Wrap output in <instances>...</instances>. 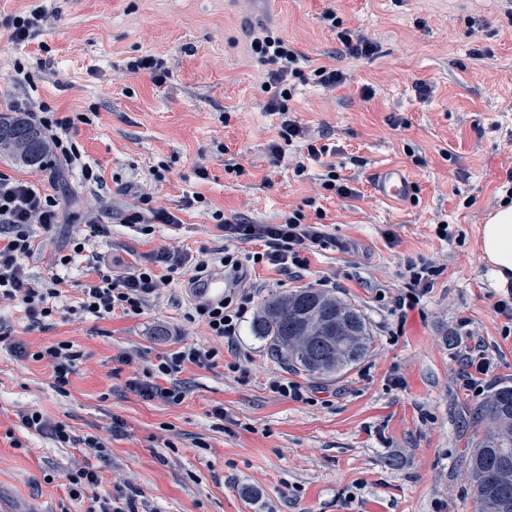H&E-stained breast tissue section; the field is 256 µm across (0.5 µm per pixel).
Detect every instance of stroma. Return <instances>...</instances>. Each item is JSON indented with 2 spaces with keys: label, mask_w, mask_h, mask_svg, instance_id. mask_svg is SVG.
<instances>
[{
  "label": "stroma",
  "mask_w": 512,
  "mask_h": 512,
  "mask_svg": "<svg viewBox=\"0 0 512 512\" xmlns=\"http://www.w3.org/2000/svg\"><path fill=\"white\" fill-rule=\"evenodd\" d=\"M280 2L271 13L263 0H0V112L23 102L75 119L93 113L73 134L102 181L3 156L0 172L58 197L60 224L31 227L47 245L27 271L37 284L60 277L70 305L87 269L56 268L54 256L74 238L119 276L162 248L223 252V231L184 206L196 194L233 222L323 212L328 242L307 251L306 270L258 264L242 284L257 311L271 297L335 282V295L365 315L370 352L343 377L312 378L275 361L247 321L227 349L187 317L196 302L189 267L138 315L58 317L41 327L23 305H2L0 512H100L70 494L68 476L80 469L95 471L111 497L134 499L138 512H473L464 450L486 426L470 416L482 397L461 384L463 355L482 345L494 383L512 382V321L495 310L507 286L480 258L481 226L512 173V0ZM37 7L46 21L12 42L11 18ZM328 9L373 38L374 54L346 56L322 20ZM266 28L302 53L304 70L332 64L346 73L333 91L297 85L289 107L335 149L336 172L355 198L321 188L322 163L305 160L300 174L271 164L281 118L262 109L267 94L251 52ZM149 54L167 60L165 82L130 72ZM389 166L413 187L399 205L371 184ZM143 192L180 218L156 225L150 240L122 222ZM90 213L104 215L108 235H90ZM442 223L445 239L436 234ZM429 261L442 268L433 287L400 308L410 264ZM61 341L77 355L62 391L48 360L14 351ZM187 344L219 356L161 379L180 386V403L132 389ZM281 377L302 399L272 391ZM28 410L65 426L70 442L26 428L19 415ZM91 438L99 448L87 447Z\"/></svg>",
  "instance_id": "1"
}]
</instances>
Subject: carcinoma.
<instances>
[{"label": "carcinoma", "mask_w": 512, "mask_h": 512, "mask_svg": "<svg viewBox=\"0 0 512 512\" xmlns=\"http://www.w3.org/2000/svg\"><path fill=\"white\" fill-rule=\"evenodd\" d=\"M48 153L42 130L18 113H0V154L28 166ZM276 359L310 376H339L369 353L372 336L364 315L351 304L318 288H301L268 300L252 323ZM487 425L476 444L465 449L474 512H512V385L494 388L474 407Z\"/></svg>", "instance_id": "1"}]
</instances>
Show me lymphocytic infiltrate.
I'll return each mask as SVG.
<instances>
[{
  "label": "lymphocytic infiltrate",
  "instance_id": "f902f5d3",
  "mask_svg": "<svg viewBox=\"0 0 512 512\" xmlns=\"http://www.w3.org/2000/svg\"><path fill=\"white\" fill-rule=\"evenodd\" d=\"M254 53L266 68L268 85L275 89L274 94L265 101L263 109L283 116L278 132L279 141L270 149L272 164L281 165L290 147L299 141L304 142L311 159L329 155L327 145L306 139L304 128L288 119V102L297 83L305 82L307 77H314L322 87L333 89L345 83V73L333 66H321L313 73H305L300 66V53L282 36L272 32L259 38ZM78 121L86 124L90 117L85 113L75 118L60 116L48 109L38 117L39 125L48 134L49 154L53 163L79 166L83 181L97 183L101 180L100 172L82 163L81 153L73 141L72 130ZM59 215L60 203L55 196L40 192L32 182L0 174V301L24 305L32 324L43 325L62 311L96 318L117 311L137 315L150 296L156 294L161 286L173 282L179 269L192 266L194 274L190 283L194 286L209 275L207 259L191 261L187 256L165 250L147 256L144 263L134 266L132 271L118 279L104 272L91 258L87 261L89 278L81 285L79 305L59 309L56 304L60 296L59 277H50L43 286L38 287L25 272L26 259L41 248L40 242L30 231L31 225L51 228L58 223ZM211 218L224 233L226 247L219 263L231 275L234 286L228 289L224 297L197 303L194 312L209 335L223 339L225 345L232 348L238 342L240 325L253 300L251 292L240 286L244 272L238 244L259 242L262 263L302 270L307 266L306 250L324 242L325 234L321 223H308L306 214L300 208L286 214L279 224H233L218 210L212 211ZM216 356L217 352L212 348L183 346L160 357L153 371V380L134 382L133 387L144 398L157 397L179 403L182 399L179 388L160 386L159 378L181 373L187 364L199 367L212 365Z\"/></svg>",
  "mask_w": 512,
  "mask_h": 512
}]
</instances>
